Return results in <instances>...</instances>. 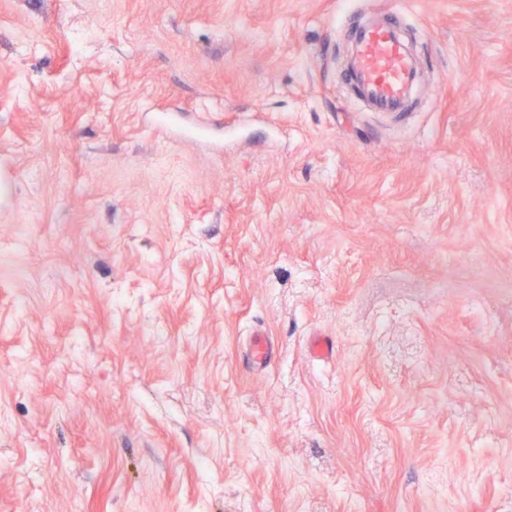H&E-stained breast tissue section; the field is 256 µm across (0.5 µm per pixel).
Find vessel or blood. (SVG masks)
I'll list each match as a JSON object with an SVG mask.
<instances>
[{"mask_svg": "<svg viewBox=\"0 0 512 512\" xmlns=\"http://www.w3.org/2000/svg\"><path fill=\"white\" fill-rule=\"evenodd\" d=\"M339 25V83L350 102L368 112L402 114L416 111L418 98L433 96L435 88L425 78L424 46L403 13L354 5ZM272 351L265 335L255 334L250 365H267Z\"/></svg>", "mask_w": 512, "mask_h": 512, "instance_id": "vessel-or-blood-1", "label": "vessel or blood"}]
</instances>
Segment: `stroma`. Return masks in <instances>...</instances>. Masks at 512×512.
I'll return each instance as SVG.
<instances>
[{"instance_id": "obj_1", "label": "stroma", "mask_w": 512, "mask_h": 512, "mask_svg": "<svg viewBox=\"0 0 512 512\" xmlns=\"http://www.w3.org/2000/svg\"><path fill=\"white\" fill-rule=\"evenodd\" d=\"M376 3L0 0V512H512V0ZM368 2L355 1L338 22L340 87L365 112H415L417 98L435 92L425 78L424 44L402 12L359 7ZM272 343L263 333H256L251 340L249 349V363L251 367H262L270 362L272 356Z\"/></svg>"}]
</instances>
